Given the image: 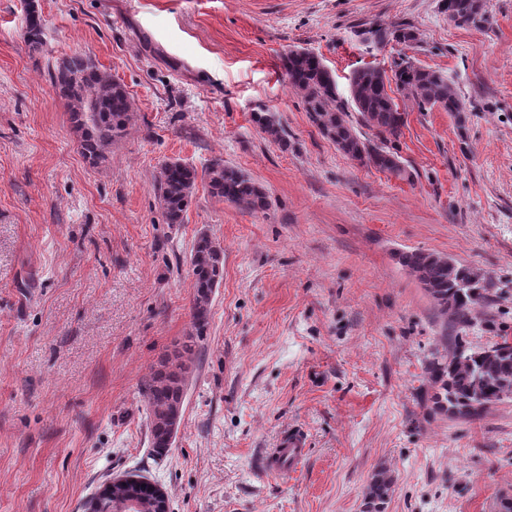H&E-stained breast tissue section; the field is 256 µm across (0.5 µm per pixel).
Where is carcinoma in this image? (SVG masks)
<instances>
[{
    "mask_svg": "<svg viewBox=\"0 0 512 512\" xmlns=\"http://www.w3.org/2000/svg\"><path fill=\"white\" fill-rule=\"evenodd\" d=\"M444 8L454 25L469 28L472 16L484 12V0H444ZM29 13L32 18L27 25L26 40L30 47L37 49L42 45L44 19L32 2ZM375 31L381 46L395 42L411 47L418 42V34L410 26H378ZM393 65L391 76L374 65L354 71L349 97L345 98L317 56L296 49L289 51L283 61L292 88L324 138L352 160L408 180L411 171L389 147L400 138L406 123V113L401 111L396 96L414 102L422 111L438 106L447 112L460 113L462 105L455 85L442 72L418 66L407 56ZM53 79L65 100L81 155L90 165H98L112 142L126 134L131 124L129 93L110 73L83 54L64 61ZM351 106L358 112V124L375 130L378 142L361 138L351 120ZM254 121L271 140H283V130L274 113L260 108L254 113ZM204 176L214 196L250 211L265 208L264 188L224 164L223 159H213ZM196 179V170L180 162L161 166L155 187L166 223H182ZM401 263L418 278L440 312L450 316L461 328L472 323L473 306L492 295L496 288L488 274L474 286H467L471 267L446 255L406 252L401 255ZM189 264L193 288L192 333L160 358L151 373L141 380L139 388L149 412V444L158 457L170 448L166 416L174 411L183 412L187 375L198 353L197 340L206 332L212 296L223 278V249L203 234L195 240ZM426 369L433 388L430 401L436 402L440 395L447 404L441 411L443 415L473 421L482 418L491 405L512 398V343L506 336L491 354L455 336L451 345L430 354ZM393 483L387 471L372 476L365 494L366 512H382ZM151 499L148 484L116 485L99 498L97 512H119L120 503L135 501L144 505Z\"/></svg>",
    "mask_w": 512,
    "mask_h": 512,
    "instance_id": "1",
    "label": "carcinoma"
}]
</instances>
